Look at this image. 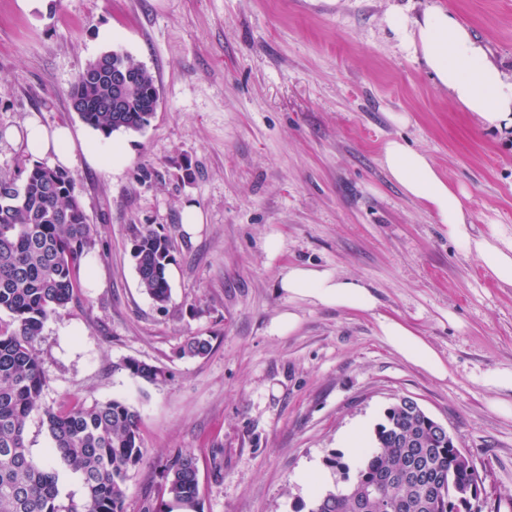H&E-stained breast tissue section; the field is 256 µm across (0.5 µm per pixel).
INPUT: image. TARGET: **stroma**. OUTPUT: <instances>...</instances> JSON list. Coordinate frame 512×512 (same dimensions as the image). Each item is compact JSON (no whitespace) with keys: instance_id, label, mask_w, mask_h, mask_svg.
I'll return each mask as SVG.
<instances>
[{"instance_id":"obj_1","label":"stroma","mask_w":512,"mask_h":512,"mask_svg":"<svg viewBox=\"0 0 512 512\" xmlns=\"http://www.w3.org/2000/svg\"><path fill=\"white\" fill-rule=\"evenodd\" d=\"M451 9L512 76V0H0V173L34 161L8 129L30 117L69 125L75 193L96 225L73 300L38 345L43 402L126 400L147 458L127 478L125 512L161 495V465L197 458L201 512H309L356 469L345 441L373 442L399 398L442 422L482 482L476 512H512V416L484 377L512 368V285L465 255L380 163L386 142L425 151L463 189L475 235L512 236V130L481 128L437 87L387 24ZM120 49L155 77L160 105L140 132L106 139L71 107L85 64ZM130 153L110 173L111 142ZM205 222L187 231L182 207ZM170 236L171 297L141 288L131 230ZM280 242L277 255L265 249ZM291 266L362 281L372 312L289 297ZM294 311V331L270 325ZM410 324L450 369L437 379L379 334ZM211 341L203 357L187 340ZM135 358L165 382L131 378Z\"/></svg>"}]
</instances>
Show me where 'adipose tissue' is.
Wrapping results in <instances>:
<instances>
[{
  "instance_id": "adipose-tissue-1",
  "label": "adipose tissue",
  "mask_w": 512,
  "mask_h": 512,
  "mask_svg": "<svg viewBox=\"0 0 512 512\" xmlns=\"http://www.w3.org/2000/svg\"><path fill=\"white\" fill-rule=\"evenodd\" d=\"M387 23L401 42L422 57L440 88L464 111L488 129L512 127V80L489 60L484 46L462 24L452 10L434 7L410 19L395 12ZM23 144L34 159L50 166L67 167L74 161L73 134L69 127L50 128L38 119L24 125ZM381 163L404 193L426 205L447 225L448 234L468 254L475 255L498 282L512 285V238L500 234L475 236L469 231L466 194L452 187L430 157L398 140L386 142ZM280 288L291 296L321 304L370 312L376 300L365 285L343 279L328 270L293 266L282 275ZM380 334L401 357L437 378L448 375V367L437 351L405 322L383 318Z\"/></svg>"
}]
</instances>
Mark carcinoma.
<instances>
[{
    "instance_id": "1",
    "label": "carcinoma",
    "mask_w": 512,
    "mask_h": 512,
    "mask_svg": "<svg viewBox=\"0 0 512 512\" xmlns=\"http://www.w3.org/2000/svg\"><path fill=\"white\" fill-rule=\"evenodd\" d=\"M134 76L126 111L111 112L112 81L102 63ZM156 80L121 51L105 52L79 72L69 97L83 121L108 138L137 132L154 116ZM74 193V179L59 167L36 164L23 177L0 176V512H125L128 471L147 456L137 412L124 400L49 407L42 404L45 375L36 345L46 321L65 307L79 287L83 259L96 244ZM132 257L141 288L158 305L171 295L166 271L175 261L170 237L151 226L135 228ZM210 340L190 338L182 349L198 357ZM129 376L151 384L166 372L137 359ZM40 412L52 440L51 461L35 464L26 443V422ZM62 464L79 474V503L58 500ZM344 487L319 493L309 512H472L469 491L479 476L448 436L437 435L424 416L400 403L390 406L364 450L354 476L336 457ZM161 500L148 512H199L196 460L178 453L161 469Z\"/></svg>"
}]
</instances>
